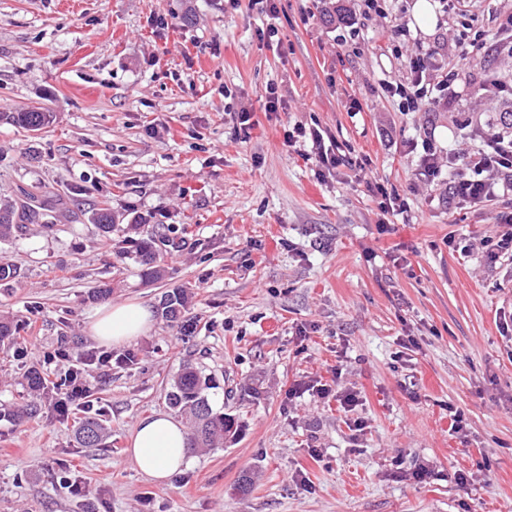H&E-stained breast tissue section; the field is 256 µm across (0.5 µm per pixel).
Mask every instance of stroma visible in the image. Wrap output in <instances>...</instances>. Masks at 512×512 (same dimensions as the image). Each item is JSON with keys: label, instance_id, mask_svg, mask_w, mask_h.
Wrapping results in <instances>:
<instances>
[{"label": "stroma", "instance_id": "stroma-1", "mask_svg": "<svg viewBox=\"0 0 512 512\" xmlns=\"http://www.w3.org/2000/svg\"><path fill=\"white\" fill-rule=\"evenodd\" d=\"M414 2L386 0L365 22L361 0H275L263 14L247 0H0V201L45 194L76 214L0 242L17 270L0 282V313L19 325L0 344V512H141L147 492L152 512H512V253L489 265L478 248L512 199L449 208L447 177L427 182L412 150L427 133L444 151L512 134L500 122L512 100L493 85L512 80V60L465 58L474 35L495 38L512 0H481L420 33L463 75L430 114L399 111L382 91L407 75L393 28ZM339 3L360 25L343 44ZM271 27L274 43L262 36ZM272 88L285 107L269 115ZM21 108L55 119L37 132L3 120ZM243 109L256 121L246 139ZM295 123L361 167L318 174L282 145ZM375 181L403 211L379 209ZM103 206L182 229L164 281L115 265L122 231L105 238L90 221ZM105 285L110 297L95 296ZM180 286L194 292L181 330L159 317ZM107 301L157 315L112 350L136 365L83 363ZM61 352L84 367L88 409L11 423L27 369L58 381ZM187 363L212 378L213 406L240 431L157 485L126 448L141 417L168 410ZM297 382L311 390L289 398ZM321 383L357 405L318 396ZM87 414L104 420L107 447L77 444ZM66 475L82 477L87 498L63 489Z\"/></svg>", "mask_w": 512, "mask_h": 512}]
</instances>
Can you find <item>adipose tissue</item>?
<instances>
[{"label": "adipose tissue", "instance_id": "obj_1", "mask_svg": "<svg viewBox=\"0 0 512 512\" xmlns=\"http://www.w3.org/2000/svg\"><path fill=\"white\" fill-rule=\"evenodd\" d=\"M151 311L142 305L112 303L100 308L88 325L101 345H122L149 332ZM187 436L182 422L164 411L138 420L128 450L137 469L157 483L168 482L188 466Z\"/></svg>", "mask_w": 512, "mask_h": 512}]
</instances>
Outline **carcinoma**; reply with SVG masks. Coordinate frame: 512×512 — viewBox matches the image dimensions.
Instances as JSON below:
<instances>
[{
  "mask_svg": "<svg viewBox=\"0 0 512 512\" xmlns=\"http://www.w3.org/2000/svg\"><path fill=\"white\" fill-rule=\"evenodd\" d=\"M52 118V113L39 108L22 109L6 115L7 120L28 131L42 129ZM21 223L39 224L46 230L54 227V224L43 220L42 213L31 209L26 202L19 205L9 201L0 202V241L12 237ZM93 223L104 234L111 233L116 227L115 216L108 208L95 210ZM116 258L121 261L129 259L142 266V277L148 281L161 280L168 274L163 253L150 246L135 251L124 248L116 252ZM191 299L189 288L175 289L162 304V317L172 326L179 323L183 313L189 308ZM209 389L210 378L198 369L186 365L174 378L167 394L169 405L184 416L190 449L195 451L222 448L235 438L238 431L235 417L214 411L207 394ZM75 435L77 443L83 448H100L108 438L103 420L94 416H86L79 421Z\"/></svg>",
  "mask_w": 512,
  "mask_h": 512,
  "instance_id": "carcinoma-1",
  "label": "carcinoma"
}]
</instances>
